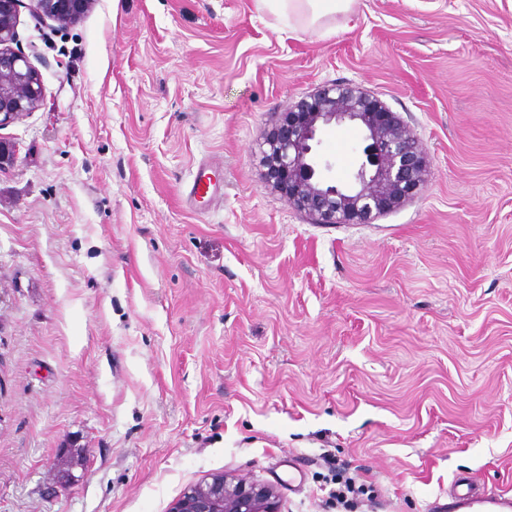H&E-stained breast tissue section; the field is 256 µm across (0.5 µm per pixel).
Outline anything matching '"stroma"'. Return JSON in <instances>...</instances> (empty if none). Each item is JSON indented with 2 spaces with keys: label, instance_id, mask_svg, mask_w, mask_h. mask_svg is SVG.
<instances>
[{
  "label": "stroma",
  "instance_id": "stroma-1",
  "mask_svg": "<svg viewBox=\"0 0 512 512\" xmlns=\"http://www.w3.org/2000/svg\"><path fill=\"white\" fill-rule=\"evenodd\" d=\"M334 25L21 7L44 99L0 128V512H169L221 472L345 512L336 462L372 492L353 512L512 491V0H356ZM336 82L429 160L369 224L310 223L264 178L281 113ZM319 139L349 182L360 131ZM202 165L220 188L192 201ZM34 15L49 19L64 27L76 22L90 7L93 0H28Z\"/></svg>",
  "mask_w": 512,
  "mask_h": 512
}]
</instances>
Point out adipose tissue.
Masks as SVG:
<instances>
[{
    "instance_id": "obj_1",
    "label": "adipose tissue",
    "mask_w": 512,
    "mask_h": 512,
    "mask_svg": "<svg viewBox=\"0 0 512 512\" xmlns=\"http://www.w3.org/2000/svg\"><path fill=\"white\" fill-rule=\"evenodd\" d=\"M356 0H256L258 8L287 22L289 30H328L335 16L352 12Z\"/></svg>"
}]
</instances>
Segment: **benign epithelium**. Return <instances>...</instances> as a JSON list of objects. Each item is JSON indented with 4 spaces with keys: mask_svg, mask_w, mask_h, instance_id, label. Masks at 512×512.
<instances>
[{
    "mask_svg": "<svg viewBox=\"0 0 512 512\" xmlns=\"http://www.w3.org/2000/svg\"><path fill=\"white\" fill-rule=\"evenodd\" d=\"M24 0H0V127L39 107L41 76L12 47ZM93 0H30L41 19L64 27L76 22ZM353 123L363 131V160L354 183L338 186L322 176L315 153L317 134L331 123ZM264 151L265 179L286 201L317 224H369L420 194L428 160L415 135L378 98L352 83L330 84L301 98L281 114ZM278 494L244 476L216 474L190 487L170 512H278Z\"/></svg>",
    "mask_w": 512,
    "mask_h": 512,
    "instance_id": "1",
    "label": "benign epithelium"
}]
</instances>
